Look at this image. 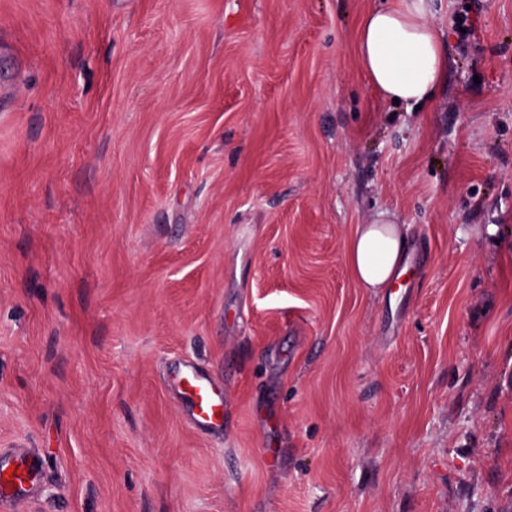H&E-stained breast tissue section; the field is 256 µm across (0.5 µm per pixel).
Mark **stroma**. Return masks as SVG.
<instances>
[{
	"label": "stroma",
	"instance_id": "stroma-1",
	"mask_svg": "<svg viewBox=\"0 0 512 512\" xmlns=\"http://www.w3.org/2000/svg\"><path fill=\"white\" fill-rule=\"evenodd\" d=\"M381 2L0 0L11 512H512V0H434L414 111L360 69ZM383 211L373 292L346 242ZM405 224L380 212L370 224L357 225L346 247V259L364 288H387L399 278L406 248ZM170 387L190 411L194 426L206 432L224 429V394L191 364L184 363L173 373ZM13 467H16V472H13ZM37 470L38 464L35 461H31L30 464L23 460L15 463V460L8 457L1 459L0 456V485L17 495L27 492L35 482Z\"/></svg>",
	"mask_w": 512,
	"mask_h": 512
}]
</instances>
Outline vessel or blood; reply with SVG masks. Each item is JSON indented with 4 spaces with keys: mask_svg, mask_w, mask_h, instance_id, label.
Returning a JSON list of instances; mask_svg holds the SVG:
<instances>
[{
    "mask_svg": "<svg viewBox=\"0 0 512 512\" xmlns=\"http://www.w3.org/2000/svg\"><path fill=\"white\" fill-rule=\"evenodd\" d=\"M170 387L190 411L194 426L216 432L224 428V395L213 381L191 364L185 363L170 379ZM37 463L0 458V486L20 494L35 482Z\"/></svg>",
    "mask_w": 512,
    "mask_h": 512,
    "instance_id": "1",
    "label": "vessel or blood"
}]
</instances>
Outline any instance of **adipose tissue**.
I'll list each match as a JSON object with an SVG mask.
<instances>
[{"mask_svg": "<svg viewBox=\"0 0 512 512\" xmlns=\"http://www.w3.org/2000/svg\"><path fill=\"white\" fill-rule=\"evenodd\" d=\"M432 0H384L362 19L358 52L370 87L385 100L414 107L426 105L448 71L442 32L432 20ZM405 225L379 213L357 225L346 259L359 283L385 288L403 273Z\"/></svg>", "mask_w": 512, "mask_h": 512, "instance_id": "ef3b65f1", "label": "adipose tissue"}]
</instances>
